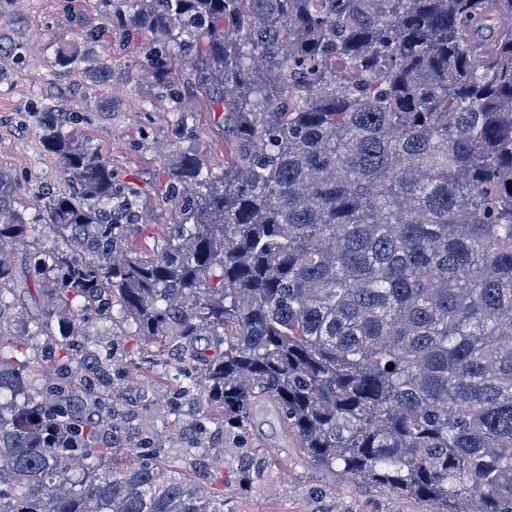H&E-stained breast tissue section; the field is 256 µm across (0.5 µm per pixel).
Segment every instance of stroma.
I'll return each instance as SVG.
<instances>
[{"instance_id": "1", "label": "stroma", "mask_w": 512, "mask_h": 512, "mask_svg": "<svg viewBox=\"0 0 512 512\" xmlns=\"http://www.w3.org/2000/svg\"><path fill=\"white\" fill-rule=\"evenodd\" d=\"M109 9L101 0H10L0 16V168L19 183L18 206L35 214L34 202L43 191L68 192L56 160L43 150L42 126L52 111L63 114L64 132L86 142L112 167L122 182L137 188L144 209V233L176 220L167 195V183L182 157L195 156L213 174L224 166V138L215 116L203 99L186 96L183 111L155 100L153 90L135 67L139 52L123 45L113 33ZM99 34L95 48L98 64L108 66L112 79L106 88L94 87L82 73L61 76L54 57L58 47L85 34ZM68 250L52 226L34 221L23 236L9 245L13 259V291L9 296L16 331L26 332L30 355L44 343L37 324L48 305L33 283L26 255L35 245ZM123 334L113 338V327L96 322L90 339L117 340L114 370L137 372L138 380L121 382L128 400L149 399L150 420L160 430H177L172 455L196 439L195 430L177 424L166 396L157 392L145 373L157 344L145 343L133 322L123 321ZM252 430L260 450L275 463L258 479L245 482L239 475L245 454L233 438L210 439L205 460L214 477L215 493L224 497V512H426L425 504L313 462L283 431L272 405L258 407Z\"/></svg>"}]
</instances>
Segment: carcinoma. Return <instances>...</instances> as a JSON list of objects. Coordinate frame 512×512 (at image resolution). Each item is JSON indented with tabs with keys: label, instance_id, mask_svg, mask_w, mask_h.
Segmentation results:
<instances>
[{
	"label": "carcinoma",
	"instance_id": "carcinoma-1",
	"mask_svg": "<svg viewBox=\"0 0 512 512\" xmlns=\"http://www.w3.org/2000/svg\"><path fill=\"white\" fill-rule=\"evenodd\" d=\"M135 65L221 107L218 178L183 158L180 220L141 235L138 191L52 122L72 187L36 205L73 252L29 266L63 324L119 305L224 436L259 399L313 461L428 505L512 512V0H104ZM95 37L63 47L68 75ZM0 170V512H224L164 456L149 405L74 382L113 352L23 356L5 300L23 235ZM392 369H387V365ZM143 451L115 467L120 449ZM271 459L254 452L243 479Z\"/></svg>",
	"mask_w": 512,
	"mask_h": 512
}]
</instances>
